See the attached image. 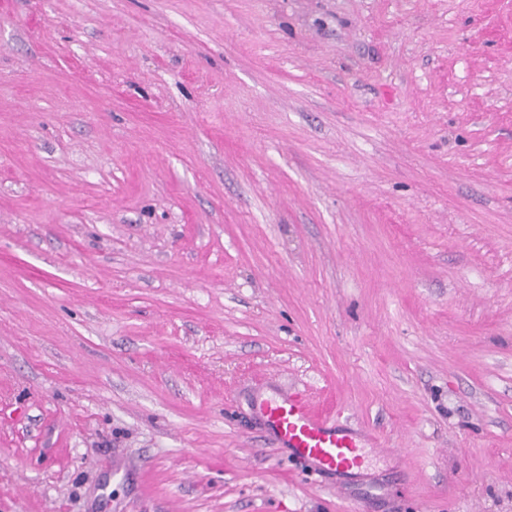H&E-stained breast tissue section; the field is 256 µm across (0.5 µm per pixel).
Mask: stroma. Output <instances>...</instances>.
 <instances>
[{
  "label": "stroma",
  "instance_id": "35a3bbf8",
  "mask_svg": "<svg viewBox=\"0 0 512 512\" xmlns=\"http://www.w3.org/2000/svg\"><path fill=\"white\" fill-rule=\"evenodd\" d=\"M0 512H512V0H0ZM263 413L275 440L301 462L322 472L351 473L364 467L361 440L313 410L301 395L267 402Z\"/></svg>",
  "mask_w": 512,
  "mask_h": 512
}]
</instances>
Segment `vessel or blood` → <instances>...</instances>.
<instances>
[{
  "mask_svg": "<svg viewBox=\"0 0 512 512\" xmlns=\"http://www.w3.org/2000/svg\"><path fill=\"white\" fill-rule=\"evenodd\" d=\"M263 413L275 440L301 462L322 472L349 473L364 467L360 439L313 410L301 395L267 402Z\"/></svg>",
  "mask_w": 512,
  "mask_h": 512,
  "instance_id": "1",
  "label": "vessel or blood"
}]
</instances>
